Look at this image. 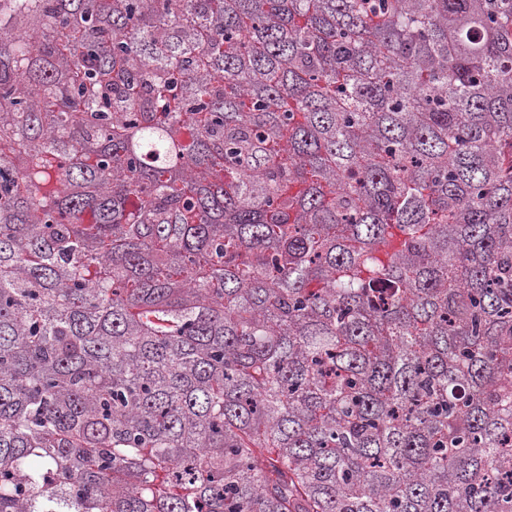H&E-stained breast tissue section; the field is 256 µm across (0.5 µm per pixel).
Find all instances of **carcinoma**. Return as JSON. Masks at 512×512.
<instances>
[{
    "instance_id": "obj_1",
    "label": "carcinoma",
    "mask_w": 512,
    "mask_h": 512,
    "mask_svg": "<svg viewBox=\"0 0 512 512\" xmlns=\"http://www.w3.org/2000/svg\"><path fill=\"white\" fill-rule=\"evenodd\" d=\"M0 512H512V0H0Z\"/></svg>"
}]
</instances>
